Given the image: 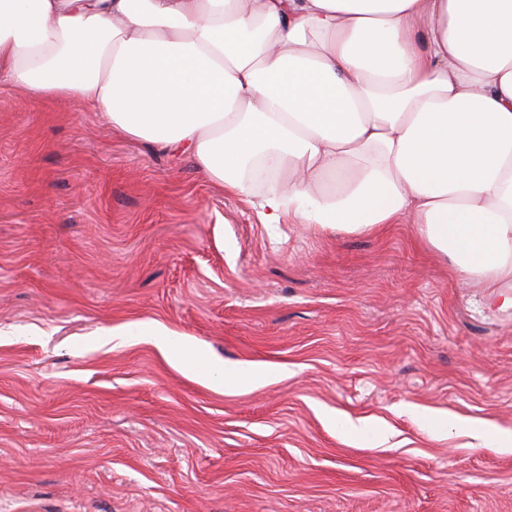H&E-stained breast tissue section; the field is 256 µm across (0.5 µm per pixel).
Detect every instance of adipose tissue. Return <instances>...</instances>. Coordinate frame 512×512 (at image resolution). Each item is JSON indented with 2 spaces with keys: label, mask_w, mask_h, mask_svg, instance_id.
<instances>
[{
  "label": "adipose tissue",
  "mask_w": 512,
  "mask_h": 512,
  "mask_svg": "<svg viewBox=\"0 0 512 512\" xmlns=\"http://www.w3.org/2000/svg\"><path fill=\"white\" fill-rule=\"evenodd\" d=\"M0 82L187 150L263 223L408 219L512 310V0H0Z\"/></svg>",
  "instance_id": "1"
}]
</instances>
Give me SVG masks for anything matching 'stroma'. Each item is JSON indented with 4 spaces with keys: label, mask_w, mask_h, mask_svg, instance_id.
<instances>
[{
    "label": "stroma",
    "mask_w": 512,
    "mask_h": 512,
    "mask_svg": "<svg viewBox=\"0 0 512 512\" xmlns=\"http://www.w3.org/2000/svg\"><path fill=\"white\" fill-rule=\"evenodd\" d=\"M415 225L262 223L0 86V512H512V311Z\"/></svg>",
    "instance_id": "stroma-1"
}]
</instances>
